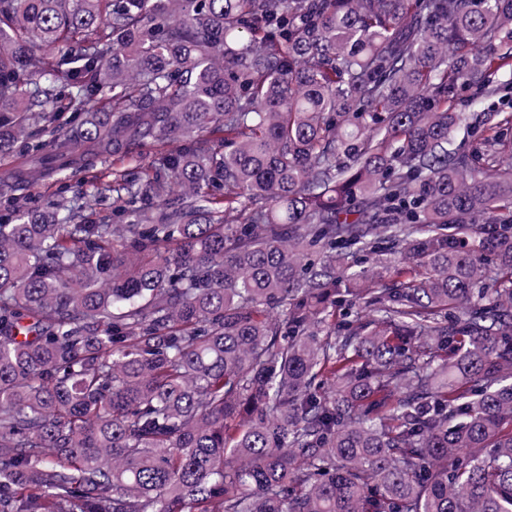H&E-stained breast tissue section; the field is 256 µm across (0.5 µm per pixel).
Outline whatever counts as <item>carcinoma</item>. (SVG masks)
<instances>
[{"label": "carcinoma", "mask_w": 512, "mask_h": 512, "mask_svg": "<svg viewBox=\"0 0 512 512\" xmlns=\"http://www.w3.org/2000/svg\"><path fill=\"white\" fill-rule=\"evenodd\" d=\"M511 66L512 0H0V512H512ZM458 111L472 112H500L512 111V83L503 87L493 97L484 96L476 87L468 88L458 100ZM498 129H495V132ZM495 132L485 131L482 127L479 131L475 132L472 136L468 137L465 140V147L467 150H477L480 154H483V160L487 163H491L498 158L497 149L499 146H495L494 148L489 147L486 143V138L495 134ZM95 176L104 180L112 179V158L107 162L99 163L93 169L81 171L79 176H77L66 189L60 190V187L57 185H46L42 183L39 186L29 187L27 194L32 205H39L46 203L48 200L55 199L61 192L62 195L66 197H71L79 193L84 197L83 200L87 202L90 211L93 213L92 218L94 220L107 221L113 224L112 220H116V218L112 215V198L106 202L98 203L95 200V196H92L88 192L89 187L86 185V181Z\"/></svg>", "instance_id": "1"}]
</instances>
